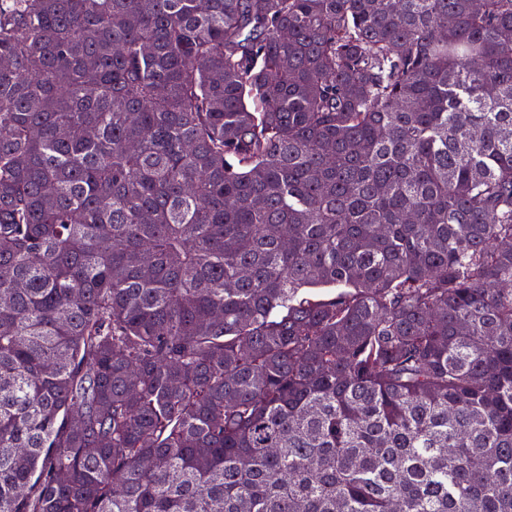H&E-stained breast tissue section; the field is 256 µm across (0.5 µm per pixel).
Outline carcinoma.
Here are the masks:
<instances>
[{"label":"carcinoma","mask_w":512,"mask_h":512,"mask_svg":"<svg viewBox=\"0 0 512 512\" xmlns=\"http://www.w3.org/2000/svg\"><path fill=\"white\" fill-rule=\"evenodd\" d=\"M0 512H512V0H0Z\"/></svg>","instance_id":"cac0c4a2"}]
</instances>
